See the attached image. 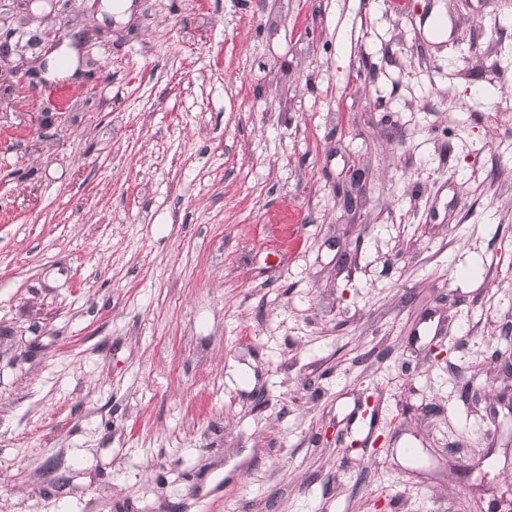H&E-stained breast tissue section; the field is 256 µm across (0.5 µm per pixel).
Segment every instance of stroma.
Masks as SVG:
<instances>
[{
	"mask_svg": "<svg viewBox=\"0 0 512 512\" xmlns=\"http://www.w3.org/2000/svg\"><path fill=\"white\" fill-rule=\"evenodd\" d=\"M509 502L512 0H0V512Z\"/></svg>",
	"mask_w": 512,
	"mask_h": 512,
	"instance_id": "35a3bbf8",
	"label": "stroma"
}]
</instances>
